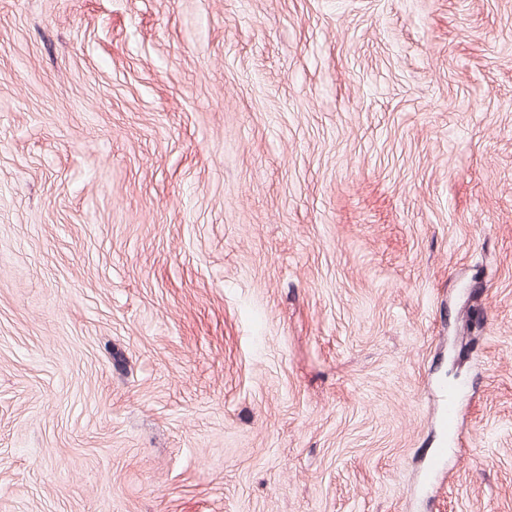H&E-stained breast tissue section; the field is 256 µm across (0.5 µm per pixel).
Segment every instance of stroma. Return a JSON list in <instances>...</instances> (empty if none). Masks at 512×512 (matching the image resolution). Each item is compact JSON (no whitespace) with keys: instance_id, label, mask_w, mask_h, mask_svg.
Masks as SVG:
<instances>
[{"instance_id":"obj_1","label":"stroma","mask_w":512,"mask_h":512,"mask_svg":"<svg viewBox=\"0 0 512 512\" xmlns=\"http://www.w3.org/2000/svg\"><path fill=\"white\" fill-rule=\"evenodd\" d=\"M429 495L512 512V0H0V512Z\"/></svg>"}]
</instances>
